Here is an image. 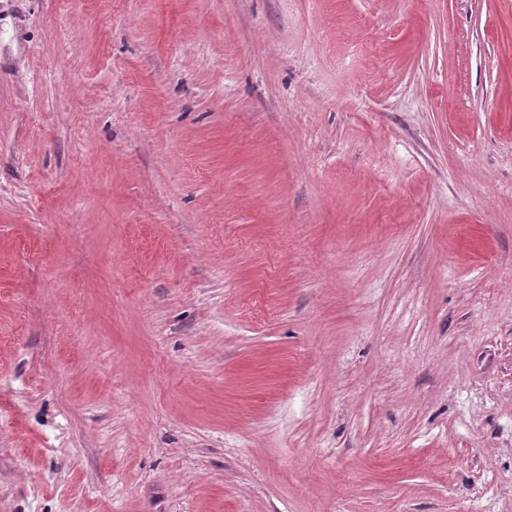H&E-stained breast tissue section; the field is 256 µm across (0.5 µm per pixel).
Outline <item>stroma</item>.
<instances>
[{"label":"stroma","instance_id":"1","mask_svg":"<svg viewBox=\"0 0 512 512\" xmlns=\"http://www.w3.org/2000/svg\"><path fill=\"white\" fill-rule=\"evenodd\" d=\"M0 512H512V0H0Z\"/></svg>","mask_w":512,"mask_h":512}]
</instances>
